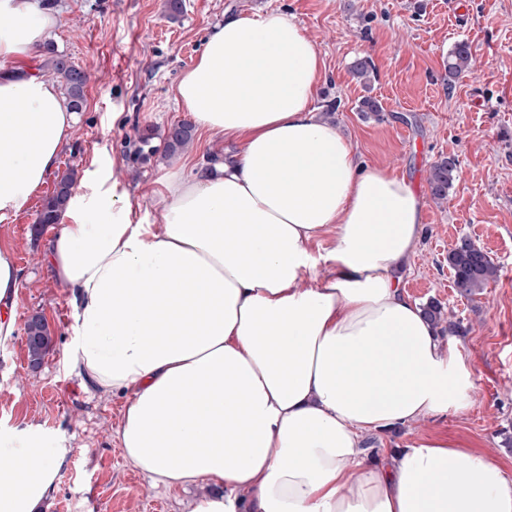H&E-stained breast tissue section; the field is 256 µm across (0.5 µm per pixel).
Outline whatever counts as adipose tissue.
<instances>
[{
    "instance_id": "ef3b65f1",
    "label": "adipose tissue",
    "mask_w": 512,
    "mask_h": 512,
    "mask_svg": "<svg viewBox=\"0 0 512 512\" xmlns=\"http://www.w3.org/2000/svg\"><path fill=\"white\" fill-rule=\"evenodd\" d=\"M59 26L46 0H0V59L16 62L0 72V224L57 171L79 120L21 63ZM323 76L292 17H225L174 97L238 153L161 176L158 224L92 157L45 252L68 291L72 370L128 392L121 446L152 486L211 485L191 512H512V475L482 455L363 445L467 410L473 381L400 286L423 229L415 192L317 118ZM18 281L1 247V342ZM69 454L61 432L0 426V512H37Z\"/></svg>"
}]
</instances>
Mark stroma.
<instances>
[{
    "instance_id": "1",
    "label": "stroma",
    "mask_w": 512,
    "mask_h": 512,
    "mask_svg": "<svg viewBox=\"0 0 512 512\" xmlns=\"http://www.w3.org/2000/svg\"><path fill=\"white\" fill-rule=\"evenodd\" d=\"M185 0L170 20L165 0H56L61 30L55 42L90 76L86 107L64 147L60 170L82 171L92 156L121 160L133 203L161 221L157 179L165 172L209 165L237 145L194 132L176 156L164 153L171 125L189 115L174 99L182 73L197 59L211 27L225 16L270 10L292 16L317 46L326 75L314 107L350 140L364 165L406 178L423 210L419 247L401 276L420 303L437 300L461 323L459 339L473 373V405L464 413L428 417L367 436L368 450L408 447L437 436L449 447L488 457L512 472V0ZM471 50L469 69L448 75L458 41ZM369 59L370 82L353 72ZM377 112L360 111L362 99ZM151 130L157 153L133 164L125 141ZM455 157L457 178L443 202L427 181L440 158ZM52 184L0 225V246L19 269L18 328L0 343V423H32L62 431L72 448L57 487L40 512H190L198 488L154 487L125 459L120 429L125 398L84 386L66 359L71 318L68 291L44 265L54 229L32 226ZM483 248L497 278L475 295L457 293L448 253L460 238ZM44 316L52 338L39 366L28 357L24 326Z\"/></svg>"
}]
</instances>
